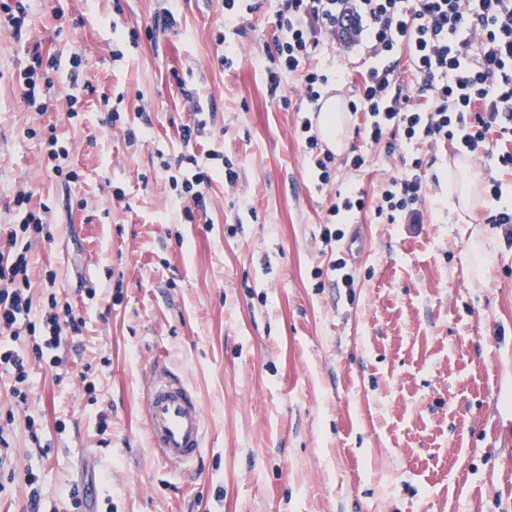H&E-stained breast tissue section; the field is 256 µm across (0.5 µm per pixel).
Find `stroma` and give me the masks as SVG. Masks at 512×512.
I'll return each mask as SVG.
<instances>
[{
	"instance_id": "stroma-1",
	"label": "stroma",
	"mask_w": 512,
	"mask_h": 512,
	"mask_svg": "<svg viewBox=\"0 0 512 512\" xmlns=\"http://www.w3.org/2000/svg\"><path fill=\"white\" fill-rule=\"evenodd\" d=\"M168 7L174 24L154 28ZM238 7L237 30L224 0H28L18 38L0 20V225L16 222L18 192L48 206L49 235L30 248L32 292L55 270L86 321L59 351L64 379L32 366L27 405L15 407L0 373L17 473L39 472L44 512L83 483L93 454L100 512H512V227L490 223L497 204L483 193L468 210L443 205L460 158L448 143L419 151L432 199L420 223L377 217L380 186L402 165L366 145L360 113L318 186L297 133L303 74L273 91L262 68L278 0ZM36 52L58 59L42 112L19 83ZM365 58L361 47L340 58L324 36L314 52L346 100ZM179 77L207 107L190 148ZM143 114L150 133L128 145ZM51 125L78 182L40 164ZM355 148L369 153L358 171L345 165ZM189 149L219 152L212 168L232 166L238 181L228 190L215 178L207 211L188 218L164 164ZM351 187L365 209L328 223ZM476 239L491 255L482 270ZM158 362L187 377L206 413L188 478L149 446L143 391ZM30 415L45 425V452L29 446Z\"/></svg>"
}]
</instances>
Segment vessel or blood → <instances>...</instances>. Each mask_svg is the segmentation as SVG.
Segmentation results:
<instances>
[{
    "mask_svg": "<svg viewBox=\"0 0 512 512\" xmlns=\"http://www.w3.org/2000/svg\"><path fill=\"white\" fill-rule=\"evenodd\" d=\"M144 411L151 448L173 467L197 460L206 443V416L198 394L185 378L156 364L144 390Z\"/></svg>",
    "mask_w": 512,
    "mask_h": 512,
    "instance_id": "obj_1",
    "label": "vessel or blood"
}]
</instances>
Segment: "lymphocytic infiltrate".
<instances>
[{
    "label": "lymphocytic infiltrate",
    "instance_id": "f902f5d3",
    "mask_svg": "<svg viewBox=\"0 0 512 512\" xmlns=\"http://www.w3.org/2000/svg\"><path fill=\"white\" fill-rule=\"evenodd\" d=\"M277 25L283 37L266 67L271 89L282 73L309 60L317 34L343 50L366 42L370 60L355 91L350 112H363L364 137L394 155L398 144L420 147L449 142L455 149L491 160L497 170L485 184L500 207L495 224H512V206L501 205L503 179L512 176V0H280ZM407 55L415 77L404 88L396 58ZM423 161L413 157L400 175L380 189L375 211L388 222H418L429 199ZM175 170L195 207L213 180L195 155H181ZM18 223L1 224L0 371L12 380L16 402L29 398L31 362L57 368L67 336H80L85 322L69 301L55 292L57 274L44 276L47 291L35 302L29 277V250L22 240L43 235L44 213L30 196L13 199Z\"/></svg>",
    "mask_w": 512,
    "mask_h": 512
}]
</instances>
